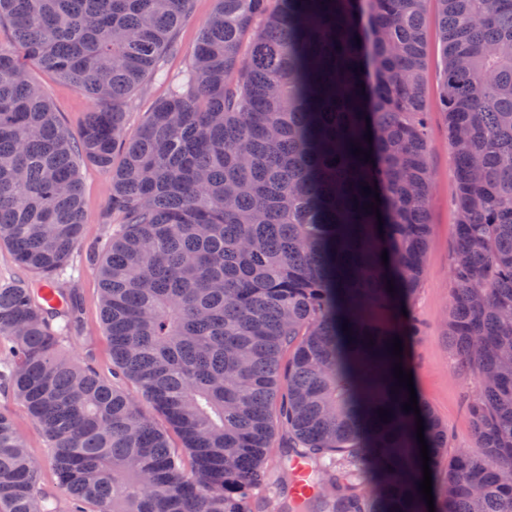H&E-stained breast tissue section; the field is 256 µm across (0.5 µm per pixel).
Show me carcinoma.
I'll return each instance as SVG.
<instances>
[{"label": "carcinoma", "mask_w": 512, "mask_h": 512, "mask_svg": "<svg viewBox=\"0 0 512 512\" xmlns=\"http://www.w3.org/2000/svg\"><path fill=\"white\" fill-rule=\"evenodd\" d=\"M430 1L457 184L446 338L477 383L482 454L444 457L448 427L421 399L419 415L435 512H512V0H216L133 131L129 102L176 51L192 0H0V244L62 301L0 282V378L56 476L42 484L0 410V512H266L253 491L279 424L281 512H428L394 364L410 367L419 336L401 308L430 232ZM19 48L93 100L78 134ZM84 161L111 178L118 222L85 259L137 399L65 352ZM296 458L318 465L303 501Z\"/></svg>", "instance_id": "obj_1"}]
</instances>
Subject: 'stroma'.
<instances>
[{"mask_svg":"<svg viewBox=\"0 0 512 512\" xmlns=\"http://www.w3.org/2000/svg\"><path fill=\"white\" fill-rule=\"evenodd\" d=\"M214 6V0H193L192 11L177 37L178 50L167 56L166 69L177 72L186 66L199 32ZM440 50L438 21L432 17L428 20L426 71L431 141L429 164L433 175L431 233L424 274L411 301V309L422 325V332L412 348L411 369L419 395L448 427V451L453 454L474 448L468 405L476 392V380L462 368L445 338V318L449 312L451 294L449 265L455 244L457 211L448 128L439 108L437 67ZM31 74L52 100L64 127L70 132H78L87 113L94 108L92 100L40 69H32ZM80 181L85 213L81 250L75 255L76 260L82 263L75 288L80 307V326L67 350L108 381L112 378V357L100 320L98 278L92 266L84 264L83 251L105 241L112 230V211L109 207L111 182L108 174L89 163L81 164Z\"/></svg>","mask_w":512,"mask_h":512,"instance_id":"stroma-1","label":"stroma"}]
</instances>
